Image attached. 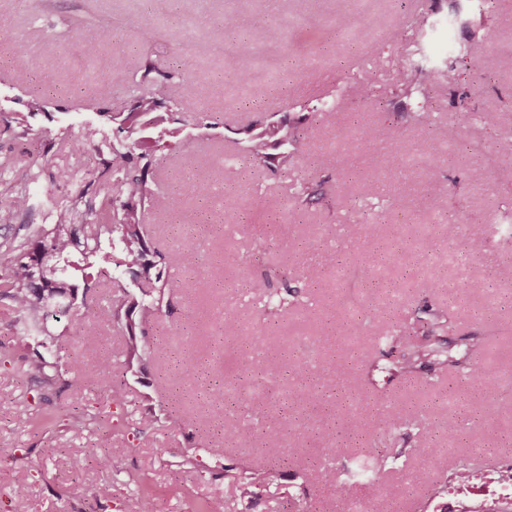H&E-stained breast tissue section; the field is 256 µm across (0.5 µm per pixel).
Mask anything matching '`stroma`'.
Here are the masks:
<instances>
[{
	"mask_svg": "<svg viewBox=\"0 0 512 512\" xmlns=\"http://www.w3.org/2000/svg\"><path fill=\"white\" fill-rule=\"evenodd\" d=\"M237 16L233 30L224 17ZM349 25L336 30V15ZM269 17L285 33L267 45L256 20ZM111 28L107 45L73 38L86 23ZM399 27L404 36L390 41ZM489 35L490 51L470 56L472 33ZM248 42V56L231 54ZM512 44V0H0V118L13 132L0 135V158L44 162L36 181L25 166L0 171L1 192H29L27 211L0 214V236L46 221L45 202L73 192L58 170L84 173L98 156L71 147L91 128L116 131L112 113L126 111V84L114 72L135 74L143 59L176 68L181 55L198 68L174 87L178 118L155 145L156 186L180 192V211H147L150 238L179 252L176 271L194 280L174 315L149 327L152 353L127 364L125 338L101 323L88 339L75 326L63 332V381L42 390L34 377L0 364V448L15 456L0 463V512H126L141 490L154 512H201L215 494L224 512H461L499 498L494 478L512 466V247L490 240L512 203V71L500 68L495 44ZM37 54L40 71L27 64ZM429 68L434 78L402 108L366 98L365 86L398 72ZM248 73L247 84L237 80ZM494 112L498 123L476 120ZM300 121L303 134L289 173L255 169L243 129L269 119ZM383 125L379 144L361 143L365 127ZM489 171L473 187L470 167ZM339 187L332 202L300 205L302 178ZM357 260L340 265L348 225ZM433 242L421 251V238ZM487 238L476 255L461 253L465 238ZM266 243L248 268L240 256L254 239ZM456 252L457 263L447 261ZM287 257L297 296L279 317L245 290L274 258ZM445 309L444 350L459 339L483 340V359L499 390L486 396L480 380L422 368L405 381L387 372L364 380L378 356L373 324L402 323L413 335L426 328L424 307ZM235 312L245 335L269 337L282 374L238 392V413L257 436L283 435L297 455L280 466L275 485L243 494V473L269 467L261 447H239L212 418V389L223 384L230 341L224 314ZM77 374L110 375L125 406L111 409L93 388L73 390ZM313 398L300 403L298 387ZM349 398L367 445L383 458L380 471L362 474L349 423L340 405ZM31 399L32 418L18 416ZM111 414L112 465L98 467L87 450L98 432L92 417ZM157 422L145 428L141 415ZM221 442L223 456L210 452ZM432 453L422 473L419 449ZM467 460L470 492L444 491L455 460ZM332 468L355 486L352 501L337 499L322 478ZM23 495H16L17 486Z\"/></svg>",
	"mask_w": 512,
	"mask_h": 512,
	"instance_id": "stroma-1",
	"label": "stroma"
}]
</instances>
